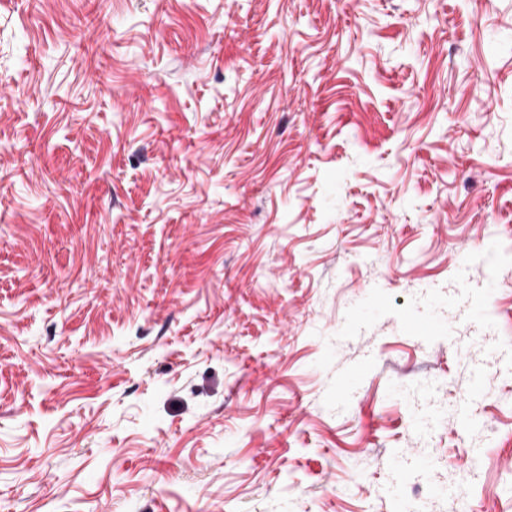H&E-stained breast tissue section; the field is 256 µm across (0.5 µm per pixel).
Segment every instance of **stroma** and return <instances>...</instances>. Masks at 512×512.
I'll return each mask as SVG.
<instances>
[{
    "instance_id": "1",
    "label": "stroma",
    "mask_w": 512,
    "mask_h": 512,
    "mask_svg": "<svg viewBox=\"0 0 512 512\" xmlns=\"http://www.w3.org/2000/svg\"><path fill=\"white\" fill-rule=\"evenodd\" d=\"M399 498L512 512V0H0V512Z\"/></svg>"
}]
</instances>
